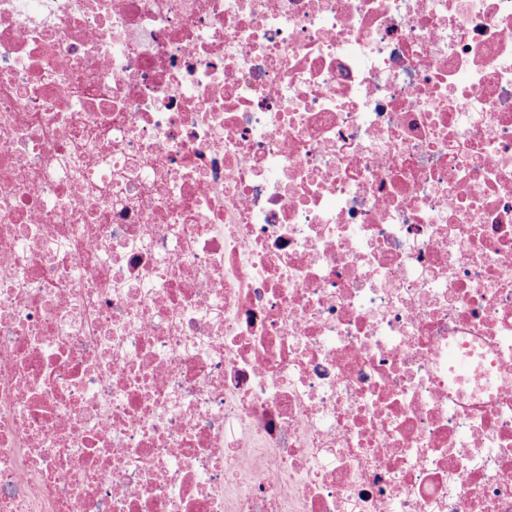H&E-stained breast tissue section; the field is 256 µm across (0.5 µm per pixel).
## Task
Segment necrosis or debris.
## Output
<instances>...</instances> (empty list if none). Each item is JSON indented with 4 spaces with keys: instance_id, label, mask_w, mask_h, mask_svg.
Wrapping results in <instances>:
<instances>
[{
    "instance_id": "obj_1",
    "label": "necrosis or debris",
    "mask_w": 512,
    "mask_h": 512,
    "mask_svg": "<svg viewBox=\"0 0 512 512\" xmlns=\"http://www.w3.org/2000/svg\"><path fill=\"white\" fill-rule=\"evenodd\" d=\"M0 512H512V0H0Z\"/></svg>"
}]
</instances>
